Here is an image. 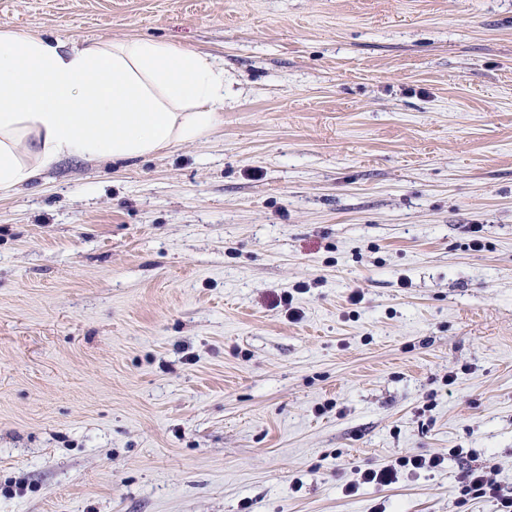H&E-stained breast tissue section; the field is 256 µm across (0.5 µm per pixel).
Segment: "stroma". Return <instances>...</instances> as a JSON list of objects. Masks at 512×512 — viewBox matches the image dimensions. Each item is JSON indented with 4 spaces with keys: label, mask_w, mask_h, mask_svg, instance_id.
<instances>
[{
    "label": "stroma",
    "mask_w": 512,
    "mask_h": 512,
    "mask_svg": "<svg viewBox=\"0 0 512 512\" xmlns=\"http://www.w3.org/2000/svg\"><path fill=\"white\" fill-rule=\"evenodd\" d=\"M0 31L207 51L225 94L207 139L0 199V512H496L460 477L512 494V0H0ZM410 455L445 462L361 483Z\"/></svg>",
    "instance_id": "35a3bbf8"
}]
</instances>
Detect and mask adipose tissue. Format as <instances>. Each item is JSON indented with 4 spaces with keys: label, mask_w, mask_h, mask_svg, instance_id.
Here are the masks:
<instances>
[{
    "label": "adipose tissue",
    "mask_w": 512,
    "mask_h": 512,
    "mask_svg": "<svg viewBox=\"0 0 512 512\" xmlns=\"http://www.w3.org/2000/svg\"><path fill=\"white\" fill-rule=\"evenodd\" d=\"M223 110L211 53L0 32V197L63 157L136 159L200 140Z\"/></svg>",
    "instance_id": "ef3b65f1"
}]
</instances>
